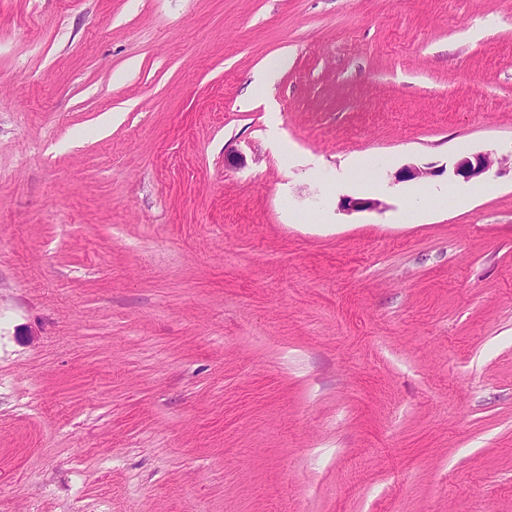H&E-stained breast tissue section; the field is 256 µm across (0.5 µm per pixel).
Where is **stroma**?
Masks as SVG:
<instances>
[{
  "instance_id": "obj_1",
  "label": "stroma",
  "mask_w": 512,
  "mask_h": 512,
  "mask_svg": "<svg viewBox=\"0 0 512 512\" xmlns=\"http://www.w3.org/2000/svg\"><path fill=\"white\" fill-rule=\"evenodd\" d=\"M487 151L512 0H0V512H512ZM287 63L286 58H281L267 65L257 76L251 85L246 101L250 102L254 97L258 98L263 95L264 91L270 86L278 76V71ZM510 161L512 167V156L496 157L494 153H481L472 157H463L455 168V174L469 180L480 177L490 171L494 166H502Z\"/></svg>"
}]
</instances>
